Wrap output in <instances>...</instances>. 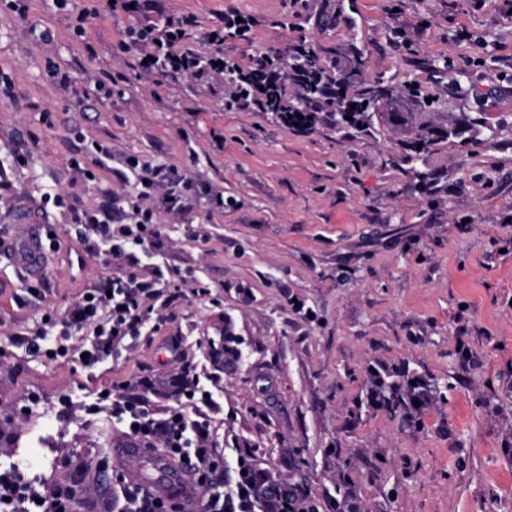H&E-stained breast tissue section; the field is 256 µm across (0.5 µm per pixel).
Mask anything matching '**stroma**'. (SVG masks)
Segmentation results:
<instances>
[{
  "mask_svg": "<svg viewBox=\"0 0 512 512\" xmlns=\"http://www.w3.org/2000/svg\"><path fill=\"white\" fill-rule=\"evenodd\" d=\"M26 16L0 8V162L21 141L30 158L0 190V237L46 233L41 301L20 307L27 286L0 260V443L11 451L43 438L50 467L36 478L79 492L76 512H112L117 472L145 459L121 455L109 414L85 405L145 380L152 406H185L190 378L173 342L213 379L221 446L250 448L311 498L352 494L362 512H512V9L504 0H163L166 16L198 23L188 40L229 10L253 16L250 40H228L224 57L247 67L310 44L337 71L362 58L361 75L392 90L391 111L436 125L481 117L494 143L453 137L421 166L408 163L411 127L376 119L375 136L307 129L269 112L227 108L224 83L147 76L113 49L128 16L102 11L84 35L52 0H29ZM480 37L475 49L458 30ZM481 54L478 66L466 57ZM68 72L55 83L49 66ZM111 76V93L89 74ZM419 96H410L408 85ZM440 97L429 107L425 95ZM111 147L94 178L71 164L76 134ZM195 153L182 218L159 212L163 260L209 285L208 298L176 303L144 330L134 350L102 365L15 357L11 333L43 315L62 317L86 288L118 265L88 256L67 210L128 191L123 158L183 166ZM430 173L424 188L418 172ZM223 192V210L211 192ZM301 310H294V303ZM465 336L475 358L455 354ZM408 363L437 395L414 428L403 413L367 402L370 361Z\"/></svg>",
  "mask_w": 512,
  "mask_h": 512,
  "instance_id": "obj_1",
  "label": "stroma"
}]
</instances>
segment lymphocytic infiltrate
Listing matches in <instances>:
<instances>
[{"instance_id":"lymphocytic-infiltrate-1","label":"lymphocytic infiltrate","mask_w":512,"mask_h":512,"mask_svg":"<svg viewBox=\"0 0 512 512\" xmlns=\"http://www.w3.org/2000/svg\"><path fill=\"white\" fill-rule=\"evenodd\" d=\"M159 0H113V15H137L145 22L127 29L114 46L121 54H135L140 72L146 75L191 76L200 80L224 77V40L248 38L254 21L250 17L224 15L204 34L206 52L187 46L190 18L151 21ZM125 164L134 176L131 192L122 204L89 206L71 210V221L87 253L115 260H136L138 253L157 247L161 236L155 199L167 211L180 216L187 210L183 183L177 168L152 164L136 157ZM202 283L187 278L179 269L155 265L151 277L129 269L87 288L58 320L42 318L28 333L8 337L12 347L24 354L55 361L75 360L83 366L104 363L119 347H134L146 325L184 297L206 295ZM88 331L90 343L64 344V337ZM368 402L373 409L403 407L408 420H415L434 402L429 382L408 368L375 362L368 375ZM190 410L158 413L145 395L121 392L113 395L112 418L125 435L148 447L162 449L193 478L201 491L199 512H360L351 496L329 495L317 505L298 484L289 482L247 448L238 449L233 467L221 469L224 451L216 439L211 414L217 403L212 389L195 382L190 392ZM119 512H167V499L160 494L129 485L125 475L114 482ZM75 493L67 487H51L24 479L13 470H0V512H74Z\"/></svg>"}]
</instances>
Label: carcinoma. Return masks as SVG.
Instances as JSON below:
<instances>
[{
    "label": "carcinoma",
    "instance_id": "1",
    "mask_svg": "<svg viewBox=\"0 0 512 512\" xmlns=\"http://www.w3.org/2000/svg\"><path fill=\"white\" fill-rule=\"evenodd\" d=\"M266 66L271 68H288L292 74V82L298 91L286 95L285 89H273L271 95L286 102L287 111L275 113V117L285 123L300 121V117L312 112H324L336 103L333 115L336 128L344 126L360 128L367 132L375 127L374 116L383 115L388 105L390 88L382 80H363L360 69L363 62H358L346 73L336 72V66L320 59L314 49L305 52H292L288 58L278 54L266 57ZM355 108H350V105ZM468 135L472 141L487 142L490 134L483 130V125L472 123L462 125L458 121L448 124V127H437L428 122L421 126L419 137L413 147V155L408 157L411 162L420 160L441 141L451 137Z\"/></svg>",
    "mask_w": 512,
    "mask_h": 512
}]
</instances>
